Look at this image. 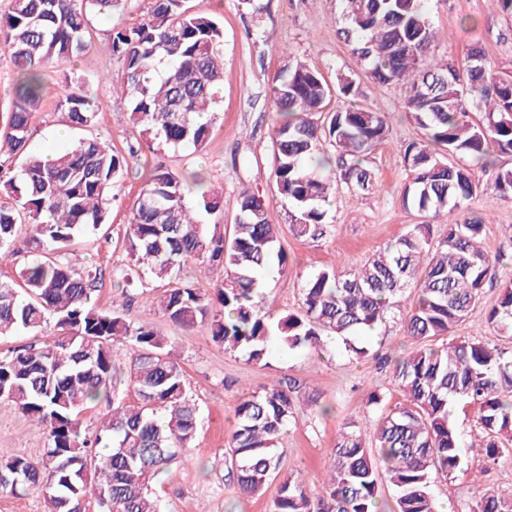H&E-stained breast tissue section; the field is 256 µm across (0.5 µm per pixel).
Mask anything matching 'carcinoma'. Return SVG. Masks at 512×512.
<instances>
[{
  "label": "carcinoma",
  "instance_id": "carcinoma-1",
  "mask_svg": "<svg viewBox=\"0 0 512 512\" xmlns=\"http://www.w3.org/2000/svg\"><path fill=\"white\" fill-rule=\"evenodd\" d=\"M113 2L10 0L0 12V47L20 72L0 140V198H8L0 204V261L16 256L24 219L30 256L17 278L0 281V337L36 335L51 321L55 328L51 340L0 356V400L48 430L42 456L0 457V479L8 480L0 494L36 492L44 512H88L92 497L99 512H159L151 484L192 447L198 427L199 405L168 340L151 325L128 320L125 303L99 308L103 269L77 268L69 259L76 237L96 236L108 223L134 149L118 153L97 136L51 154L29 148L46 90L44 66L85 51L90 14L111 13ZM186 3L154 0L137 25L111 30L104 49L122 63L113 105L169 148L199 151L223 80L224 30ZM340 21V35L371 82L409 89L403 109L421 138L403 146L400 203L422 221L357 267L318 271L303 285L300 309L275 319L263 310L258 275L270 268L282 274L288 265L266 201L243 191L228 234L222 224H201L187 202L184 176L156 165L124 225L121 246L130 265L118 276L130 286L140 271L150 273L166 284L151 301L172 323L186 331L207 325L224 350L254 363L272 339L292 350L316 349L324 335L342 339L346 351L363 358L367 350L351 337L380 330L405 290H414L403 326L417 347L395 360L392 372L406 404L379 415L369 447L353 424L339 434L318 496L298 477L282 479L273 512H380L384 474L395 492L394 512H437L432 483L463 465L453 405L475 411L487 457L512 453V346L476 338L440 342L479 303L489 266L504 261L483 246L484 217L458 222L448 216L485 192L459 158L491 170L496 198L512 200V166L495 163L499 154L512 155V72L492 70L479 41L461 67L436 59L438 34L424 0H341ZM270 92L279 116L272 130L273 183L288 203L294 236L315 242L330 227L334 183L354 196L374 190L370 154L390 127L384 113L358 104L353 70L337 74L333 90L318 70L289 55ZM332 96L336 107L328 111ZM57 107L78 129L94 126L99 111L94 97L68 81ZM473 112L481 118L472 119ZM223 195L209 190L198 206L221 214ZM441 222L445 232L436 236L433 224ZM189 262L222 270L214 293L171 281ZM487 320L512 339L511 285ZM116 342L132 350L125 369L113 362ZM124 385L134 389L137 404L118 398ZM295 393L296 383L281 379L237 405L228 473L241 493L262 494L280 474L277 441L295 421ZM101 403V425L91 434L81 414ZM477 512H512V490L485 493Z\"/></svg>",
  "mask_w": 512,
  "mask_h": 512
}]
</instances>
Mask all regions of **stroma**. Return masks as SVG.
<instances>
[{"instance_id":"1","label":"stroma","mask_w":512,"mask_h":512,"mask_svg":"<svg viewBox=\"0 0 512 512\" xmlns=\"http://www.w3.org/2000/svg\"><path fill=\"white\" fill-rule=\"evenodd\" d=\"M193 11L219 16L224 28V83L220 90L218 117L201 151H172L163 143L139 133L126 111L112 106L115 86L103 74H119L121 63L106 56L101 45L112 29L134 25L149 12L151 0H115L112 12L91 20L87 49L71 60L46 67V97L30 139L31 151L42 153L65 147L78 136L66 129L63 115L56 109V92L64 80L78 82L84 91L97 97L100 111L91 136L110 139L114 150L136 149L122 186L112 202L111 224L104 235L89 240L75 238L70 258L77 265L94 264L106 271L97 294L100 308L108 309L121 295L115 268L126 262L118 243L123 224L135 206L148 170L166 165L179 173H200L204 186H190L189 203H197L202 188L224 191V212L203 215L206 224L220 220L231 225L238 215L239 193L251 187L268 203L271 223L280 227V240L288 254L286 273L271 272L259 284L264 308L273 317L295 310L301 303V288L316 272L339 266L341 262H361L402 235L416 223L414 214L399 202L404 184L400 149L419 138L420 131L402 109L406 90L399 85L381 87L368 79L360 81L361 103L384 112L391 134L371 153L370 161L378 181L372 194L357 197L337 187L328 209V235L317 242L296 238L289 226L288 207L274 191L271 178V134L278 116L269 91L270 79L283 66L286 55L301 58L334 80L337 72L355 67L348 46L337 35L336 18L340 0H189ZM431 22L441 39L438 57L463 63L469 44L480 40L493 65L512 71V22L489 12L484 0H426ZM473 16L478 27L465 30L460 20ZM269 33L266 41H254V29ZM488 192L472 208L485 218L484 245L488 252L512 257V201L497 199L491 192L490 173L476 171ZM512 282V264L489 269L482 298L455 335L478 336L494 343L498 336L487 321L501 289ZM413 291H406L385 337L361 335L357 344L368 348L366 357L355 358L341 340L325 338L323 349L289 350L270 341L265 363L255 364L238 353L225 351L213 342L208 327L185 332L171 323L154 306L136 296L128 310L137 322L152 325L168 338L184 368L200 418L194 448L168 471L153 481L151 492L161 512H270L277 484H270L259 497L240 494L228 476L224 451L235 425V409L249 394L261 392L271 381L290 378L298 385L300 407L295 422L279 440L281 473L301 472L309 492H319L328 460V450L340 430L355 424L371 434L379 409L369 406L370 393L383 396L382 408L403 403L404 396L392 379V358L414 346L403 329V320L413 303ZM455 421L464 429L462 453L467 469L448 478L436 479L433 492L443 512H469L485 491L512 488V458L488 460L485 440L473 411H455ZM46 443V429L23 417L7 403H0V456L38 457Z\"/></svg>"}]
</instances>
